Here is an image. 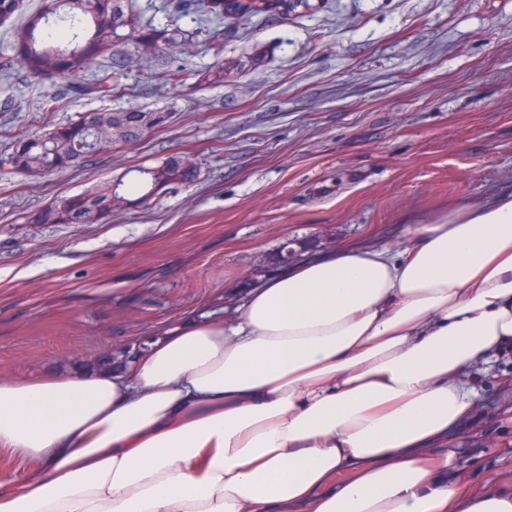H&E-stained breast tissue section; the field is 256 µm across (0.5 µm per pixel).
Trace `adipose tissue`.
I'll list each match as a JSON object with an SVG mask.
<instances>
[{"label": "adipose tissue", "instance_id": "obj_1", "mask_svg": "<svg viewBox=\"0 0 512 512\" xmlns=\"http://www.w3.org/2000/svg\"><path fill=\"white\" fill-rule=\"evenodd\" d=\"M512 344V193L339 245L126 365L0 379V512H512L449 483L462 376ZM35 464L33 460L0 449V478L20 481L26 472Z\"/></svg>", "mask_w": 512, "mask_h": 512}]
</instances>
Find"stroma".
<instances>
[{"label": "stroma", "instance_id": "obj_1", "mask_svg": "<svg viewBox=\"0 0 512 512\" xmlns=\"http://www.w3.org/2000/svg\"><path fill=\"white\" fill-rule=\"evenodd\" d=\"M170 2L133 5L191 41L151 56L130 41L105 50L84 79L123 70L108 95L0 67V375L90 367L189 314L232 311L238 281L284 239L310 255L394 250L406 225L512 191V0H310L219 41L214 22L174 17ZM219 61L223 84H199ZM165 68L183 70L182 84L155 79ZM50 96L56 111H41ZM130 107L169 118L82 168L14 172L18 136ZM171 155L195 164L196 180L140 200L139 168ZM108 181L120 202L106 222L34 223L53 200ZM467 377L478 404L445 446L448 480L512 488V349Z\"/></svg>", "mask_w": 512, "mask_h": 512}]
</instances>
